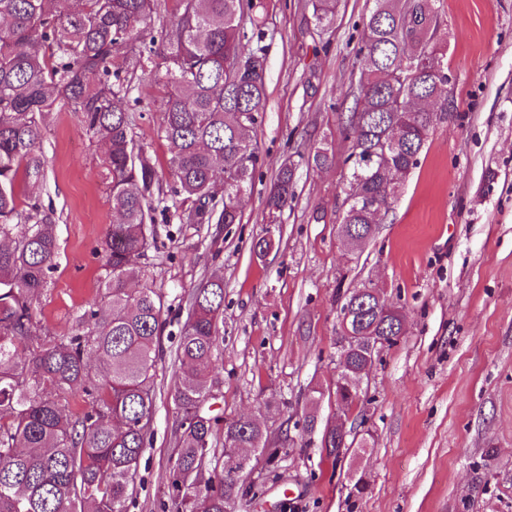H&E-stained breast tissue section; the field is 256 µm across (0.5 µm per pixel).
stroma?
Segmentation results:
<instances>
[{"mask_svg":"<svg viewBox=\"0 0 512 512\" xmlns=\"http://www.w3.org/2000/svg\"><path fill=\"white\" fill-rule=\"evenodd\" d=\"M267 105L257 130L262 166L237 224H183L157 216L146 282L168 309L155 370L150 441L127 512H168L183 375L178 330L190 293L224 279V346L208 404L229 420L254 414L275 458L253 454L244 483L263 487L237 512H512V0H432L448 41L450 115L431 131L417 167L373 238L338 236L351 140L362 21L374 0H342L334 25L317 27L307 0H260ZM138 143L168 183L160 129L166 67L132 73ZM43 182L18 184L22 202L53 209L59 244L35 312L39 335L70 332L103 272L100 243L117 219L106 148L81 113L45 118ZM336 154L328 168L300 166L295 198L270 214L265 200L295 141ZM273 233L265 256L254 242ZM380 290L402 310L405 333L383 347L346 428L360 444L331 464L321 436L336 415L322 393L338 375L340 307L347 291ZM314 417L305 430V417Z\"/></svg>","mask_w":512,"mask_h":512,"instance_id":"stroma-1","label":"stroma"}]
</instances>
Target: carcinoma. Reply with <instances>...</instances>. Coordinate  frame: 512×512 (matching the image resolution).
<instances>
[{
    "mask_svg": "<svg viewBox=\"0 0 512 512\" xmlns=\"http://www.w3.org/2000/svg\"><path fill=\"white\" fill-rule=\"evenodd\" d=\"M428 0H375L363 25L351 85L354 108L349 192L341 227L372 236L373 211H389L419 162L440 115L422 102L448 81L438 17ZM330 27L340 0H310ZM159 0H82L66 12L54 0H0V512H126L129 489L155 406L153 372L166 323L162 295L129 284L155 247L153 213L190 203L184 224H238L239 202L260 166L253 137L267 99V32L255 0H179L174 22L154 28ZM161 57L173 90L160 126L167 140L170 197L154 193L156 169L136 144L131 84L119 58ZM83 113L85 133L106 147L112 209L119 223L101 246L104 275L65 338L33 331L36 304L58 254L53 211L21 205L16 186L43 179V114L55 105ZM297 165L283 164L267 197L275 214L294 198ZM359 317L364 335L392 345L399 319L370 299L345 296L340 315ZM224 281L190 297L176 357L185 381L172 466L170 512H229L243 488L244 461L224 468L211 447L220 419L205 410L208 378L222 344ZM368 351L347 356L336 385L346 389ZM100 379L89 372L88 357ZM82 396L77 414L71 400ZM254 417L224 422L234 448H264Z\"/></svg>",
    "mask_w": 512,
    "mask_h": 512,
    "instance_id": "cac0c4a2",
    "label": "carcinoma"
}]
</instances>
